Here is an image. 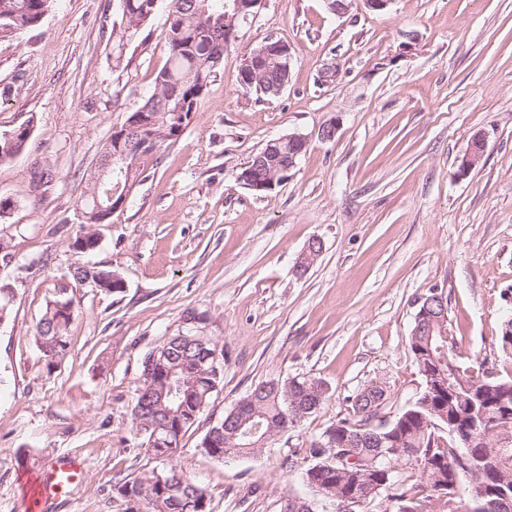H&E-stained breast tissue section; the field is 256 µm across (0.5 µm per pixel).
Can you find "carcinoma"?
Here are the masks:
<instances>
[{
  "instance_id": "carcinoma-1",
  "label": "carcinoma",
  "mask_w": 512,
  "mask_h": 512,
  "mask_svg": "<svg viewBox=\"0 0 512 512\" xmlns=\"http://www.w3.org/2000/svg\"><path fill=\"white\" fill-rule=\"evenodd\" d=\"M53 0H0V40L36 27ZM121 25L112 29L113 45L120 49L153 17L158 0H120ZM166 32L169 44L168 64L155 78V90L137 109L128 113L126 121L137 114L146 115L147 128L142 131L143 160L136 174L154 163L159 148L177 139L189 125V113L181 102L200 105L205 89L200 79L211 77L215 62L224 56V46L234 37L242 19L235 17L234 0H171ZM126 179L116 172L102 184L96 174L89 176V196L80 201V209L92 212L96 202L105 203L109 196L123 194ZM99 247V238L87 231L71 244L76 255V270L93 278L110 281L105 294L123 291L118 272L105 266H90L81 261L85 254ZM77 309L69 289H60V296L49 302L37 325L36 343L46 361L47 370L62 359L69 349V328ZM409 347L416 365L428 349L441 348L454 364L455 374L449 388L431 389L428 384L417 398L388 420L374 423L379 407L388 397L379 392L359 388L349 399L348 416L328 425L320 440L310 449L318 458L307 468L304 478L308 486L325 496H355L361 506L381 496L395 502V512H439L435 501L440 498L436 488L458 484L469 477L470 454L485 453L491 459L484 471V482L492 495H471L468 512H498V493H512V446L501 449L493 442L483 443L484 431L474 416L483 411L489 420L497 421L512 431V378L473 376L468 373L449 347L448 337L428 336L413 326ZM154 359V378L141 381L133 397V409L148 398L155 406L151 418L136 426L142 445L157 457H168L184 433L205 411L212 394L224 380V350L207 336L188 342L179 336L169 337L162 345L146 354ZM187 368L192 390L183 408H174L169 416L166 392L167 368ZM306 377H293L276 383L266 381L255 386L241 401L245 406L240 417L243 425L235 434L224 432V420L213 424L203 437L201 452L213 459L255 455L266 448L263 437L283 429L288 423L291 399L303 394ZM374 433L384 440L379 448L369 441L353 449L352 461L332 464L324 457L325 449L341 448L354 435ZM116 496L125 505L122 512H211L208 490L177 468L145 472L115 485Z\"/></svg>"
}]
</instances>
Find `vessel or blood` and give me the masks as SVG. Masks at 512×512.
I'll list each match as a JSON object with an SVG mask.
<instances>
[{"label":"vessel or blood","instance_id":"b4317fda","mask_svg":"<svg viewBox=\"0 0 512 512\" xmlns=\"http://www.w3.org/2000/svg\"><path fill=\"white\" fill-rule=\"evenodd\" d=\"M20 477L29 512H45L50 501L67 493L70 486L81 479L82 464L64 455L43 472L21 469Z\"/></svg>","mask_w":512,"mask_h":512}]
</instances>
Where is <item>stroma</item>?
<instances>
[{
	"label": "stroma",
	"mask_w": 512,
	"mask_h": 512,
	"mask_svg": "<svg viewBox=\"0 0 512 512\" xmlns=\"http://www.w3.org/2000/svg\"><path fill=\"white\" fill-rule=\"evenodd\" d=\"M159 0L146 39L112 51L120 0H54L41 23L0 40V134L26 124L27 148L0 161V512H27L17 471L79 457L80 482L47 512H118L114 486L182 468L212 512H279L283 499H334L303 479L311 444L348 413L363 384L384 382L394 408L422 378L408 343L419 302L442 293L456 352L474 373L512 376L500 336L512 316V0H392L341 15L324 0H263L241 23L183 134L98 225L88 260L123 292H73L77 315L54 369L35 342L46 305L69 282L77 205L113 130L154 90L169 58ZM291 50L277 98L244 92L238 73L269 39ZM340 70L320 86L323 65ZM336 125L333 139L320 136ZM308 137L282 186L256 196L238 173L268 141ZM486 150L459 164L474 135ZM44 165L46 185L32 181ZM323 251L305 275L312 240ZM224 349V381L174 455L147 452L132 398L151 349L188 317ZM312 377L328 397L257 455H203L207 430L255 385Z\"/></svg>",
	"instance_id": "35a3bbf8"
}]
</instances>
